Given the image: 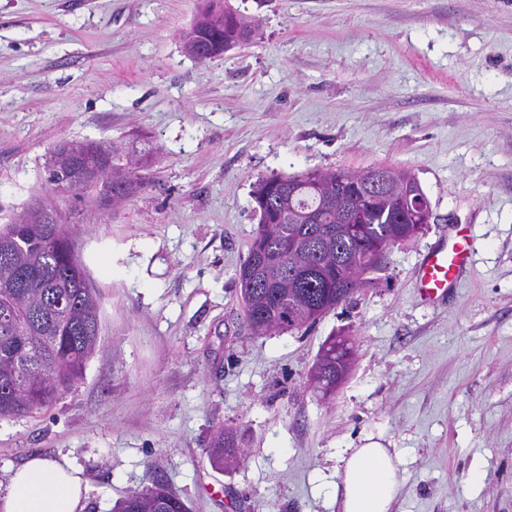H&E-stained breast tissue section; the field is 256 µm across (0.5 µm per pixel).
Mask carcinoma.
Segmentation results:
<instances>
[{
    "label": "carcinoma",
    "instance_id": "1",
    "mask_svg": "<svg viewBox=\"0 0 512 512\" xmlns=\"http://www.w3.org/2000/svg\"><path fill=\"white\" fill-rule=\"evenodd\" d=\"M203 18L186 32L188 41L222 40L224 48L253 39L250 27L228 5L208 0ZM112 148L100 164L112 168V202L136 190L131 171H121ZM49 180L63 184L75 199L97 188L87 178L82 159L70 156L48 170ZM361 174L336 170L313 171L290 178L272 176L253 191L259 224L237 277L247 330L256 337L299 330L320 320L333 305L325 288L353 293L370 284L359 269L368 250L410 228L425 224L429 200L417 179L412 199L400 193L365 197ZM0 243L10 254L0 259V418L21 416L51 405L82 377L98 346L101 295L62 224H13L0 227ZM305 311L297 319L293 313ZM344 338H329L316 363L327 378L321 389H336V371L355 354ZM231 432L217 430L210 442L213 462L224 465L236 450ZM115 512H190L186 502L166 481L128 494Z\"/></svg>",
    "mask_w": 512,
    "mask_h": 512
}]
</instances>
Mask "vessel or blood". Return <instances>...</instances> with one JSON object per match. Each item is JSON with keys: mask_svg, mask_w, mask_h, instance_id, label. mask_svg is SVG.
Listing matches in <instances>:
<instances>
[{"mask_svg": "<svg viewBox=\"0 0 512 512\" xmlns=\"http://www.w3.org/2000/svg\"><path fill=\"white\" fill-rule=\"evenodd\" d=\"M472 238L462 233L460 238L438 243L429 250L416 268L417 282L425 302L435 305L443 301L472 259Z\"/></svg>", "mask_w": 512, "mask_h": 512, "instance_id": "1", "label": "vessel or blood"}]
</instances>
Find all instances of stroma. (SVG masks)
<instances>
[{
  "label": "stroma",
  "mask_w": 512,
  "mask_h": 512,
  "mask_svg": "<svg viewBox=\"0 0 512 512\" xmlns=\"http://www.w3.org/2000/svg\"><path fill=\"white\" fill-rule=\"evenodd\" d=\"M229 2L259 29L200 62L205 0H0V225L53 207L101 293L82 380L0 420V492L66 453L85 512L158 475L190 512H338L319 487L371 435L399 452L398 512H512V0ZM85 141L142 153L132 196L99 210L49 182L51 150ZM373 166L417 178L425 229L316 324L250 336L256 183ZM468 224L472 271L426 304L419 261ZM334 335L357 353L325 398ZM220 427L243 452L221 471ZM238 445L236 438L231 432H224V429L217 430L210 442V455L213 462L219 466H224L225 454L230 455L231 451H237ZM239 457L242 455L241 451H237Z\"/></svg>",
  "instance_id": "stroma-1"
}]
</instances>
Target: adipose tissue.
I'll return each instance as SVG.
<instances>
[{
  "mask_svg": "<svg viewBox=\"0 0 512 512\" xmlns=\"http://www.w3.org/2000/svg\"><path fill=\"white\" fill-rule=\"evenodd\" d=\"M333 493L340 512H394L400 460L394 449L364 437L345 449ZM87 481L68 457H34L12 475L0 512H83Z\"/></svg>",
  "mask_w": 512,
  "mask_h": 512,
  "instance_id": "obj_1",
  "label": "adipose tissue"
}]
</instances>
